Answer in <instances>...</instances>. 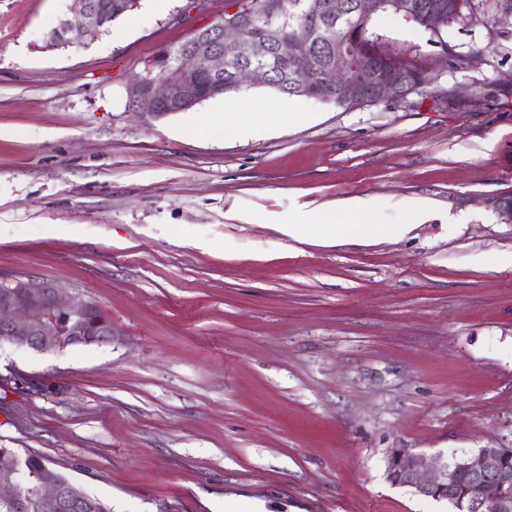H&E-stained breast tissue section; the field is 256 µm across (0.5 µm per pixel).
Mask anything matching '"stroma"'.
Returning a JSON list of instances; mask_svg holds the SVG:
<instances>
[{
	"mask_svg": "<svg viewBox=\"0 0 512 512\" xmlns=\"http://www.w3.org/2000/svg\"><path fill=\"white\" fill-rule=\"evenodd\" d=\"M442 38L390 12L389 49L451 64L430 93L265 135L190 136L128 87L225 0H139V25L50 48L72 0H0V282L78 293L109 345L0 342V447L112 512H449L391 486L390 448H512V7ZM496 99L473 102L487 81ZM358 198L403 238L322 245L280 225ZM419 205L412 214L411 205Z\"/></svg>",
	"mask_w": 512,
	"mask_h": 512,
	"instance_id": "obj_1",
	"label": "stroma"
}]
</instances>
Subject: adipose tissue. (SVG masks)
Instances as JSON below:
<instances>
[{
	"label": "adipose tissue",
	"mask_w": 512,
	"mask_h": 512,
	"mask_svg": "<svg viewBox=\"0 0 512 512\" xmlns=\"http://www.w3.org/2000/svg\"><path fill=\"white\" fill-rule=\"evenodd\" d=\"M303 112L289 111L287 105H279L270 112H246L236 99L224 102L222 111L211 113L208 126L211 130L237 138H252L278 126L306 120ZM364 205L350 199L337 203L329 210L314 214L305 224H285L281 230L288 237L322 239L325 225L334 229L333 243L348 240L373 242L385 237H403L413 230L409 224H366L361 220Z\"/></svg>",
	"instance_id": "1"
}]
</instances>
